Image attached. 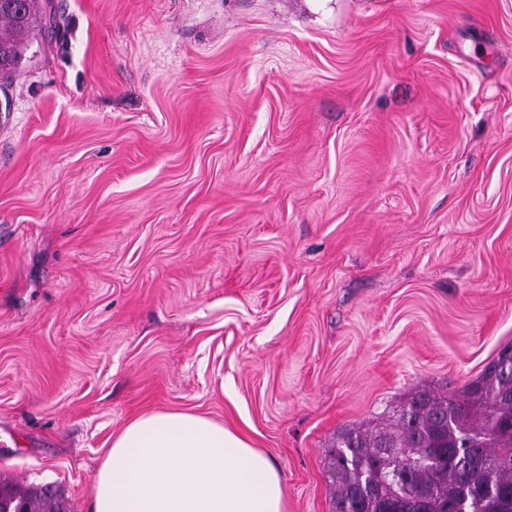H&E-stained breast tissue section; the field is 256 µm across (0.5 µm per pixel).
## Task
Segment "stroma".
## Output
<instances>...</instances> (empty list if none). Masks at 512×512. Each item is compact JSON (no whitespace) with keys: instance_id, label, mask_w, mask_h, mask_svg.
<instances>
[{"instance_id":"obj_1","label":"stroma","mask_w":512,"mask_h":512,"mask_svg":"<svg viewBox=\"0 0 512 512\" xmlns=\"http://www.w3.org/2000/svg\"><path fill=\"white\" fill-rule=\"evenodd\" d=\"M0 92V477L87 512L143 414L331 512L338 430L512 345V0H52Z\"/></svg>"}]
</instances>
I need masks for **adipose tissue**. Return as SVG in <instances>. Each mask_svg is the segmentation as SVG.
<instances>
[{"instance_id": "1", "label": "adipose tissue", "mask_w": 512, "mask_h": 512, "mask_svg": "<svg viewBox=\"0 0 512 512\" xmlns=\"http://www.w3.org/2000/svg\"><path fill=\"white\" fill-rule=\"evenodd\" d=\"M88 512H286V501L268 454L224 424L168 411L113 438Z\"/></svg>"}]
</instances>
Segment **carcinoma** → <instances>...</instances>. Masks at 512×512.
I'll return each instance as SVG.
<instances>
[{
    "instance_id": "obj_1",
    "label": "carcinoma",
    "mask_w": 512,
    "mask_h": 512,
    "mask_svg": "<svg viewBox=\"0 0 512 512\" xmlns=\"http://www.w3.org/2000/svg\"><path fill=\"white\" fill-rule=\"evenodd\" d=\"M37 0H0V78L25 60ZM462 394L419 391L375 425L336 433L332 512H512V357ZM0 512H71L51 485L0 486Z\"/></svg>"
}]
</instances>
